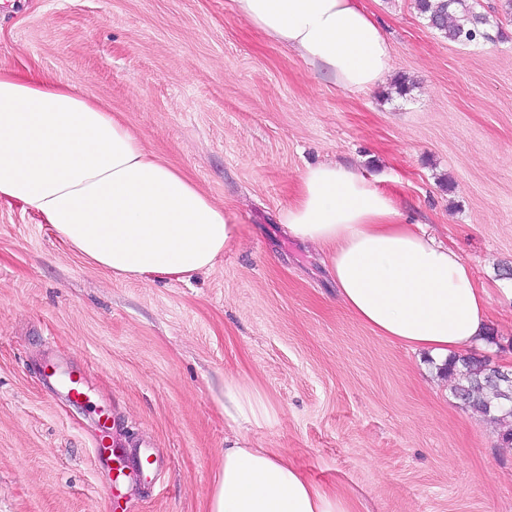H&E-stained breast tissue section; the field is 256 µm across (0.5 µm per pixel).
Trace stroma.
<instances>
[{
    "label": "stroma",
    "mask_w": 512,
    "mask_h": 512,
    "mask_svg": "<svg viewBox=\"0 0 512 512\" xmlns=\"http://www.w3.org/2000/svg\"><path fill=\"white\" fill-rule=\"evenodd\" d=\"M230 0H0V68L37 70L119 115L145 147L232 215L213 268L123 279L0 200V512H110L93 459L97 411L151 448L156 487L126 512H207L233 437L274 448L356 512H512V446L430 357L338 302L318 253L276 216L307 167L339 163L391 195L491 293L512 367V9L473 0L488 39L449 41L415 0H365L392 48L375 92H351L269 42ZM411 89L399 95L395 83ZM86 396L70 401L69 372ZM270 421L224 422V381Z\"/></svg>",
    "instance_id": "35a3bbf8"
}]
</instances>
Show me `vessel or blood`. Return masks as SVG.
<instances>
[{
	"label": "vessel or blood",
	"instance_id": "vessel-or-blood-1",
	"mask_svg": "<svg viewBox=\"0 0 512 512\" xmlns=\"http://www.w3.org/2000/svg\"><path fill=\"white\" fill-rule=\"evenodd\" d=\"M94 459L111 468L112 484L116 487L132 480L154 484L160 478V463L151 458L147 449L127 448L103 435L95 443Z\"/></svg>",
	"mask_w": 512,
	"mask_h": 512
}]
</instances>
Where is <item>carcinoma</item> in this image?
Here are the masks:
<instances>
[{
    "label": "carcinoma",
    "instance_id": "carcinoma-1",
    "mask_svg": "<svg viewBox=\"0 0 512 512\" xmlns=\"http://www.w3.org/2000/svg\"><path fill=\"white\" fill-rule=\"evenodd\" d=\"M417 8L431 27L452 42L472 43L488 38L481 28L484 18L466 0H417ZM446 370L457 375L456 396L468 407L494 420L512 418V386L493 379L495 368L487 360L471 356L451 358Z\"/></svg>",
    "mask_w": 512,
    "mask_h": 512
}]
</instances>
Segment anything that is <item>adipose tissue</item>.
Instances as JSON below:
<instances>
[{"label": "adipose tissue", "mask_w": 512, "mask_h": 512, "mask_svg": "<svg viewBox=\"0 0 512 512\" xmlns=\"http://www.w3.org/2000/svg\"><path fill=\"white\" fill-rule=\"evenodd\" d=\"M274 44L368 92L391 71L390 44L362 0H232ZM0 198L50 224L75 251L125 278H176L211 268L236 235L231 217L122 122L46 77L0 70ZM280 224L324 257L337 298L379 336L437 367L484 343L490 292L468 263L403 222L396 201L355 169L307 168ZM270 416L246 384L224 383L228 425ZM209 512H353L287 456L232 444Z\"/></svg>", "instance_id": "1"}]
</instances>
